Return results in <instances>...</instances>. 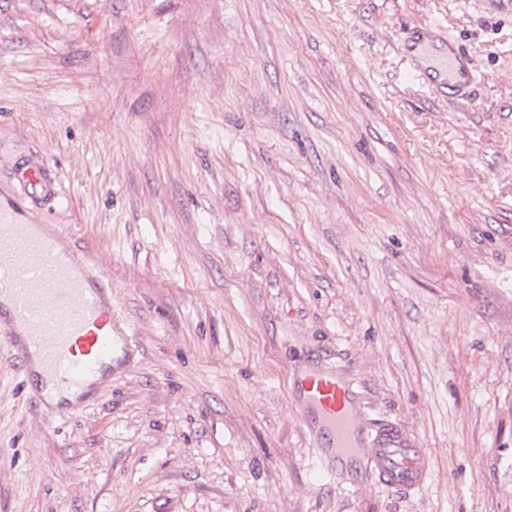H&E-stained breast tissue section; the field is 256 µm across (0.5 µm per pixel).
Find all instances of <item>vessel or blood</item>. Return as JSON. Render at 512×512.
<instances>
[{"label": "vessel or blood", "mask_w": 512, "mask_h": 512, "mask_svg": "<svg viewBox=\"0 0 512 512\" xmlns=\"http://www.w3.org/2000/svg\"><path fill=\"white\" fill-rule=\"evenodd\" d=\"M440 65L448 76L449 102L468 100L474 69L463 52L449 49ZM15 177L31 204L53 200L58 181L45 164L17 165ZM0 348L24 377L42 374L47 383L34 391L40 404L65 391L84 390L110 370L116 348L132 338L112 320V288L94 276L86 255L56 224H29L23 210L0 207ZM304 408L305 433L318 448L324 474L345 481L368 474L386 490L412 495L423 491L433 473L432 458L419 438L399 420L369 421L353 382L335 369L310 370L296 382Z\"/></svg>", "instance_id": "1"}]
</instances>
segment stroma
Segmentation results:
<instances>
[{
  "instance_id": "stroma-1",
  "label": "stroma",
  "mask_w": 512,
  "mask_h": 512,
  "mask_svg": "<svg viewBox=\"0 0 512 512\" xmlns=\"http://www.w3.org/2000/svg\"><path fill=\"white\" fill-rule=\"evenodd\" d=\"M473 58L440 97L403 28ZM59 195L136 346L32 406L0 352V512H512V0H0V204ZM342 370L434 462L322 474L291 394ZM14 174L19 184L26 188L32 205L53 200L58 195V180L43 163L18 164Z\"/></svg>"
}]
</instances>
